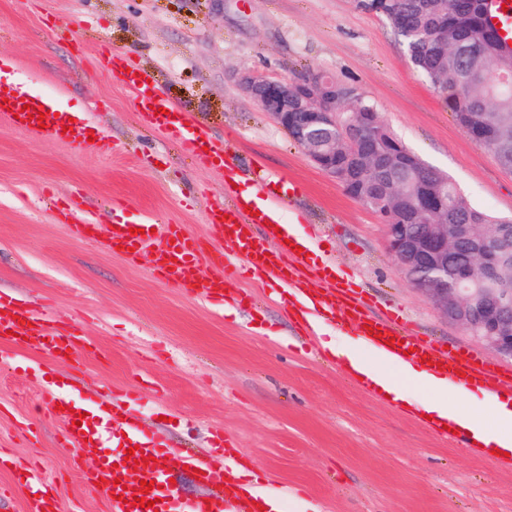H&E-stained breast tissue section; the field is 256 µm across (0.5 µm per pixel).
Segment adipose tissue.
<instances>
[{
    "label": "adipose tissue",
    "instance_id": "ef3b65f1",
    "mask_svg": "<svg viewBox=\"0 0 512 512\" xmlns=\"http://www.w3.org/2000/svg\"><path fill=\"white\" fill-rule=\"evenodd\" d=\"M321 346L341 359L348 372L361 379L377 397L430 418L432 425L449 426L465 433L484 453L502 450L512 454V397L487 395V404L476 408L473 391L450 389L445 378L425 367L389 355L368 358L359 346L329 337Z\"/></svg>",
    "mask_w": 512,
    "mask_h": 512
}]
</instances>
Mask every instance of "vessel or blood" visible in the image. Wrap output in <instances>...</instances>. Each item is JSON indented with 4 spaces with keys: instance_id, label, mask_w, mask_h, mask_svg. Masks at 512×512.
<instances>
[{
    "instance_id": "1",
    "label": "vessel or blood",
    "mask_w": 512,
    "mask_h": 512,
    "mask_svg": "<svg viewBox=\"0 0 512 512\" xmlns=\"http://www.w3.org/2000/svg\"><path fill=\"white\" fill-rule=\"evenodd\" d=\"M491 16L499 25V35L511 40L512 0H494ZM99 62L103 69L120 73L145 122L185 142L204 163L222 159L221 149L212 145L207 132L174 106L158 83H147L143 69L130 65L125 57L109 48L100 49ZM40 112L45 115L41 121L36 118ZM0 117L9 120L15 128L40 129L50 139L67 141L80 148L88 145L87 125L70 122V113L62 100L18 84L0 83ZM282 209L281 200L260 188L254 196L239 195L230 205L212 208L208 223L217 239L230 243L241 254V261L250 271L258 277L275 280L284 292L300 301L301 316L312 315L347 326L369 350L385 349L397 355L407 350L414 361L431 360L433 373L447 377L452 385L512 392V371L499 369L477 353L449 349L409 333L399 313H373L335 270L327 267L322 271L323 277L331 280V287H309L307 256L299 249L300 238L283 223ZM145 242L144 236L130 234L125 223L108 231L107 244L113 249L123 246L138 251ZM238 262L221 253L205 254L195 237L176 224L166 225L155 256V266L167 282L177 288H203L215 301L223 299L225 290L236 278ZM213 263L220 266V273L204 276V266ZM0 338L8 339L17 348L51 356L60 353L73 361L78 359L79 349L85 344L82 336L61 332L33 310L2 295ZM61 405L55 417L64 425L67 446L102 451L100 462L88 480L100 483L102 492L112 497V512H261L251 499L238 494L233 468L227 465L217 468L207 463L198 464V473L205 483L215 485V493L174 505L173 492L164 486L163 471L155 461L160 450L141 433L133 411L115 400L80 420L72 412L73 402L65 399ZM110 444L133 448V459L106 454L105 448ZM147 481L154 482V489L144 490ZM25 488L26 512H55L59 497L55 481L42 472L30 470L26 473ZM142 495L148 501H155V508L132 504V497Z\"/></svg>"
}]
</instances>
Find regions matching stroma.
<instances>
[{
	"label": "stroma",
	"instance_id": "stroma-1",
	"mask_svg": "<svg viewBox=\"0 0 512 512\" xmlns=\"http://www.w3.org/2000/svg\"><path fill=\"white\" fill-rule=\"evenodd\" d=\"M104 46L152 72L246 186L273 181L285 217L318 246L317 265L337 263L371 311H400L420 336L487 353L405 278L377 215L241 90L248 76L330 72L475 206L512 217V171L456 123L386 18L357 0H0L8 73L80 107L99 139L80 150L0 121V294L47 308L57 327L94 344L74 366L0 342V451L12 458L0 468V512H25L29 465L59 486L57 512H108L87 481L95 455H75L49 414L61 379L84 405L138 385L139 427L167 448L182 501L210 494L183 458H214L220 430L263 485L300 491L319 512H512V463L348 378L275 282L247 274L232 300L212 303L168 285L151 251L128 258L56 218L46 193L104 229L160 219L216 248L208 216L224 203L223 168L142 121L117 77L96 69Z\"/></svg>",
	"mask_w": 512,
	"mask_h": 512
}]
</instances>
